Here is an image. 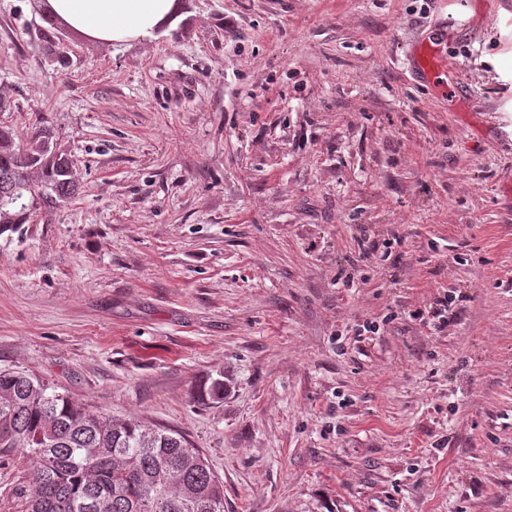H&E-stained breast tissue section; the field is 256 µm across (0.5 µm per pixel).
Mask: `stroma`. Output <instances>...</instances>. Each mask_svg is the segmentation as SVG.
<instances>
[{
    "label": "stroma",
    "mask_w": 512,
    "mask_h": 512,
    "mask_svg": "<svg viewBox=\"0 0 512 512\" xmlns=\"http://www.w3.org/2000/svg\"><path fill=\"white\" fill-rule=\"evenodd\" d=\"M450 2L178 0L147 42L60 27L56 61L43 0H0V126L45 122L82 186L0 235V368L183 432L224 512H512V85L484 61L512 0ZM443 28L463 98L403 65ZM393 244H396V245L402 244V237L399 234H394L392 241L384 240L382 242L378 241L375 238H371V236H366L365 234H363L362 237L360 236V243H359L360 262H365V260L371 258V256H376L378 254H379V257L381 260L388 259L389 256L391 255V251L387 255V253H388L387 249H390ZM466 296L460 291L442 288L424 310L415 311L411 317L419 321L431 336H441L448 332L451 322L449 311L454 304L462 302ZM357 329L354 330V334L352 336V340L349 342L347 341L345 344H343L344 340L339 342V351L341 354H346V351L348 350L346 345H353V348L363 349L362 343L369 344L370 342H373L375 340L376 335H379L380 325L376 321H364L363 324L357 325Z\"/></svg>",
    "instance_id": "35a3bbf8"
}]
</instances>
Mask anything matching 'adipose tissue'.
I'll use <instances>...</instances> for the list:
<instances>
[{"instance_id":"obj_1","label":"adipose tissue","mask_w":512,"mask_h":512,"mask_svg":"<svg viewBox=\"0 0 512 512\" xmlns=\"http://www.w3.org/2000/svg\"><path fill=\"white\" fill-rule=\"evenodd\" d=\"M70 26L103 44L155 38L176 10V0H49Z\"/></svg>"}]
</instances>
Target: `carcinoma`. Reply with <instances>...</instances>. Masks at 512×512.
<instances>
[{"label": "carcinoma", "instance_id": "cac0c4a2", "mask_svg": "<svg viewBox=\"0 0 512 512\" xmlns=\"http://www.w3.org/2000/svg\"><path fill=\"white\" fill-rule=\"evenodd\" d=\"M49 13L40 37L59 40ZM56 140L45 125L27 143L0 127V235L20 231L30 215L53 211L78 194L73 162L49 159ZM224 380L201 388L220 399ZM35 463L20 512H224V484L185 434L102 415L54 385L0 370V465Z\"/></svg>", "mask_w": 512, "mask_h": 512}]
</instances>
